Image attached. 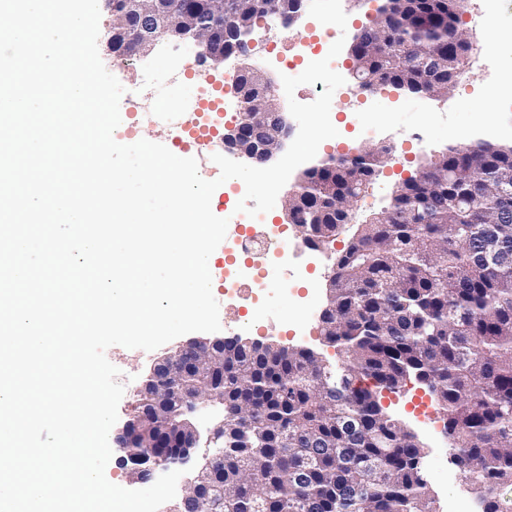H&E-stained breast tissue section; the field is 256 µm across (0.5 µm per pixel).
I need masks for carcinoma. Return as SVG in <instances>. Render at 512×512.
Masks as SVG:
<instances>
[{
  "mask_svg": "<svg viewBox=\"0 0 512 512\" xmlns=\"http://www.w3.org/2000/svg\"><path fill=\"white\" fill-rule=\"evenodd\" d=\"M463 0H385L351 49L363 89L427 93L428 49L447 62L452 89L470 42ZM303 0H256L240 32ZM251 127L249 76L242 78ZM386 148H361L311 168L297 188L295 225L318 246L347 223L352 206L384 164ZM512 145L450 149L397 187L389 208L357 232L333 263L324 341L341 359L308 348L234 337L224 343V512H434L424 448L388 416L381 392L410 378L441 407L466 485L484 512H512ZM182 404L153 381L139 390L124 464L143 454L168 463L180 434L154 426L157 412L182 418Z\"/></svg>",
  "mask_w": 512,
  "mask_h": 512,
  "instance_id": "carcinoma-1",
  "label": "carcinoma"
}]
</instances>
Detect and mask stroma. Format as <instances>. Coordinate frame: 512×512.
I'll list each match as a JSON object with an SVG mask.
<instances>
[{"label": "stroma", "mask_w": 512, "mask_h": 512, "mask_svg": "<svg viewBox=\"0 0 512 512\" xmlns=\"http://www.w3.org/2000/svg\"><path fill=\"white\" fill-rule=\"evenodd\" d=\"M461 14L466 19L474 14L483 16L485 24L468 29V60L447 96L389 88L384 99L371 101L365 111H351L347 107L348 92L355 81L350 77V52L345 49L337 56L336 70L345 76L346 83L333 95L330 117L339 123L340 141L336 147L319 148L317 160L326 159L336 150L345 152L366 145L387 146L391 152L354 204L352 223L325 245L328 255H336L344 248L358 224L387 209L399 183L422 170L433 156L479 140L512 144V94L501 91L502 86L512 82V48L504 42L496 48L487 45L491 33L512 34V0H465ZM110 24V15L102 14L98 50L106 69L125 89L119 112L132 123L125 131L126 136H133L138 129L146 130L155 142L175 145L181 128L170 124L168 118L173 114L183 119L190 116L199 86L207 77L216 79L223 87L225 106L236 103L237 97L229 88L230 77L224 70L198 65L190 70L188 78H181L186 59L196 53L188 43L167 40L147 56L138 57L135 66H119L105 45ZM144 70L171 81L166 94L154 102L147 114L130 105L139 91L140 73ZM302 260L308 265L307 274L294 279L290 291L281 290L279 283L272 280L258 301L243 294L227 297L223 281H216L212 291L219 304L221 337L309 348L328 359H338L337 349L328 346L317 329L320 314L328 303L331 266L315 261L310 252ZM194 339V334L189 333L150 352L122 346L107 349L106 357L120 370L119 380L125 387L115 430H122L128 420L137 392L155 362ZM381 403L424 446L423 469L436 512H470L472 495L454 481L459 469L451 460L442 411L427 387L407 380L399 392L384 393Z\"/></svg>", "instance_id": "35a3bbf8"}]
</instances>
